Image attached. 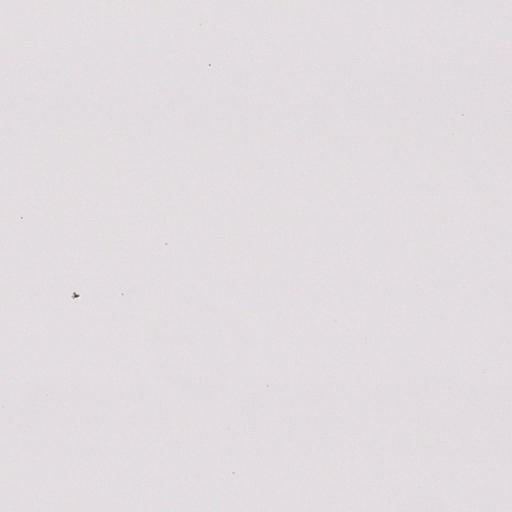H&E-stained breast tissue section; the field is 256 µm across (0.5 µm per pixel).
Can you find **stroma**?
Returning <instances> with one entry per match:
<instances>
[{"instance_id":"1","label":"stroma","mask_w":512,"mask_h":512,"mask_svg":"<svg viewBox=\"0 0 512 512\" xmlns=\"http://www.w3.org/2000/svg\"><path fill=\"white\" fill-rule=\"evenodd\" d=\"M116 2L92 38L70 22L67 60L0 77L10 103L0 112V225L11 227L0 243V364L12 366L0 380V446L41 455L68 490L45 496L18 469L0 488V512L19 503L69 512L72 500L98 494L108 512H126L138 497L126 448L139 449V471L174 487L184 466L198 468L190 497L205 512H230L252 466L281 475L269 512L292 500L304 512H459L479 477L499 512H512L500 487L512 477V354L498 348L512 337V0L468 22L458 41L445 34L444 11L465 15L466 0H425L408 29L395 20L378 28L387 0H363L353 39L312 13L282 41L258 24L245 35L241 22L223 23L227 4L260 14L248 0ZM147 8L164 17L161 30L140 26ZM119 25L141 35L138 53L114 42ZM452 105L468 125L457 139L447 133ZM244 142L274 158L249 186ZM52 144L63 152L51 162ZM282 181L307 188L299 216L311 230L275 218L253 250L252 195L264 192L275 215L290 210ZM385 185L383 200L375 190ZM393 210L402 228L383 232ZM132 224L144 234H129ZM455 238L457 257L445 250ZM228 252L249 254L263 286L244 287ZM122 278L137 282L135 304L114 301ZM418 279L429 295L415 301L408 289ZM189 292L211 312L179 331L184 351L203 354V337L223 335L229 299L260 323L263 355L255 367L225 357L235 380L221 389L199 364L201 387L169 388L153 412L129 382L132 336ZM272 316L300 336L351 325L356 343L286 356ZM393 336L407 345L389 355ZM438 336L470 345L485 381H472L468 361L417 352ZM384 354L396 372H426L435 384L388 387L373 365ZM36 374L115 393L34 397L19 382ZM261 377L284 391L263 390ZM327 461L346 484L382 465L389 496L370 509L361 495L309 498L328 480Z\"/></svg>"}]
</instances>
